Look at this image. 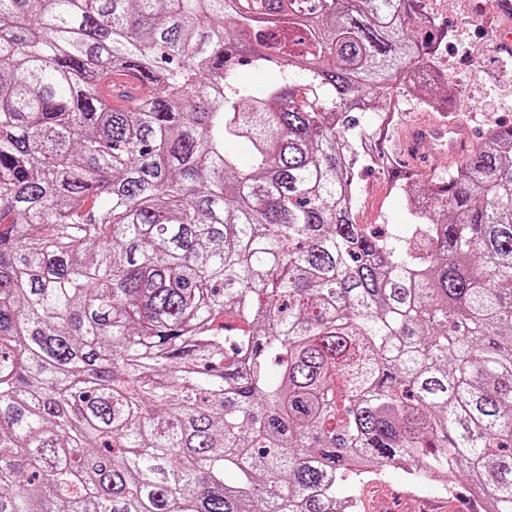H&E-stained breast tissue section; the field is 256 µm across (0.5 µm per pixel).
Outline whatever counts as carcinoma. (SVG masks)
<instances>
[{
    "label": "carcinoma",
    "instance_id": "carcinoma-1",
    "mask_svg": "<svg viewBox=\"0 0 512 512\" xmlns=\"http://www.w3.org/2000/svg\"><path fill=\"white\" fill-rule=\"evenodd\" d=\"M426 19L0 0V512H341L404 462L512 512V124L394 173L406 235L353 218L352 113L452 93ZM242 76L247 84L262 87L278 81L279 72L276 67H246ZM119 82V86L124 88L121 92L128 94L125 105H130L136 98L148 93V87L142 82L140 75L133 70H126L122 72V75H112V71L109 72L100 82L99 92L109 102L114 101L113 83Z\"/></svg>",
    "mask_w": 512,
    "mask_h": 512
}]
</instances>
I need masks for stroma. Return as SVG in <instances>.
<instances>
[{
	"label": "stroma",
	"mask_w": 512,
	"mask_h": 512,
	"mask_svg": "<svg viewBox=\"0 0 512 512\" xmlns=\"http://www.w3.org/2000/svg\"><path fill=\"white\" fill-rule=\"evenodd\" d=\"M425 14L446 32L435 63L444 71L454 94L443 116L467 124L474 139L484 137L496 122L512 123V57L502 46L495 18L494 0H423ZM391 116L384 124L381 147L402 168L430 178L448 172V156L425 147V156L412 161L406 154L407 131L437 120L414 90L398 87L389 97ZM353 214L359 224H384L395 234L405 233L412 218L406 198L396 181L377 167L362 164L355 184ZM360 512H478V501L466 472L448 471L447 489L415 491L402 470L389 468L358 487Z\"/></svg>",
	"instance_id": "35a3bbf8"
}]
</instances>
